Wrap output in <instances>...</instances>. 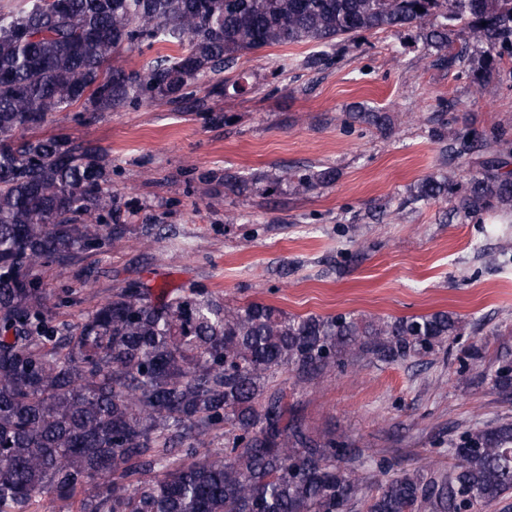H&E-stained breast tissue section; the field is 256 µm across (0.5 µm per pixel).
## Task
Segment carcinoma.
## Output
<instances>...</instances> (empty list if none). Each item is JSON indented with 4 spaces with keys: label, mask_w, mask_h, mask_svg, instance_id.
<instances>
[{
    "label": "carcinoma",
    "mask_w": 512,
    "mask_h": 512,
    "mask_svg": "<svg viewBox=\"0 0 512 512\" xmlns=\"http://www.w3.org/2000/svg\"><path fill=\"white\" fill-rule=\"evenodd\" d=\"M440 17L427 43L461 31L482 48V73L512 57V0H22L0 11V512L80 495V512H347L359 479L354 450L314 436L288 413L279 374L313 378L361 357L425 355L463 325L446 312L359 321L231 306L204 291L151 299L130 282L74 323H54L42 287L130 234L107 223L111 170L67 137H28L58 112H114L194 100V87L265 47H324L360 33ZM172 50L140 70L114 50ZM492 157L462 194L428 178L472 217L512 214L511 151ZM468 134L448 152L467 154ZM334 171L283 167L296 194ZM447 468L380 473L367 512H478L512 492V423L467 431Z\"/></svg>",
    "instance_id": "obj_1"
}]
</instances>
